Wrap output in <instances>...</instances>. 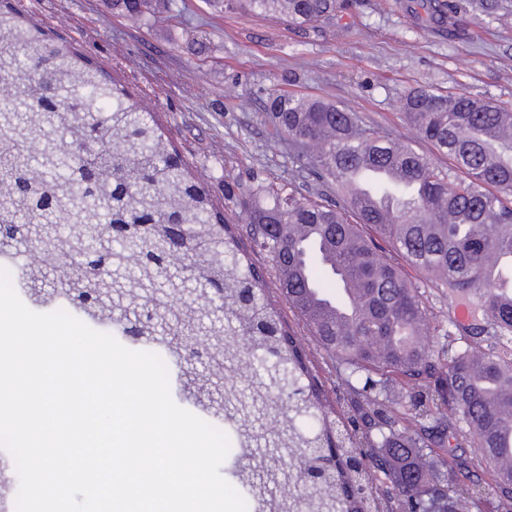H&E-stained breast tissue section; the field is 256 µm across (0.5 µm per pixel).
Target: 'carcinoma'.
Wrapping results in <instances>:
<instances>
[{
	"mask_svg": "<svg viewBox=\"0 0 512 512\" xmlns=\"http://www.w3.org/2000/svg\"><path fill=\"white\" fill-rule=\"evenodd\" d=\"M296 26L336 21L347 0H219ZM173 0H112V11L147 20ZM423 21L447 22L442 0H417ZM0 255L24 253L21 287L39 306L54 300L140 342L182 323L165 345L184 361V394L213 419H234L243 452L231 475L250 483L278 473L264 512H512V472L492 469L495 503L455 469L454 448L482 458L512 433V262L488 278L494 254L512 255V112L465 93L418 88L403 100L416 139L448 156L438 166L412 143L360 123L334 103L279 91L267 120L316 180L342 200L301 195L290 182L241 189L242 228L229 223L171 147L157 116L73 45L0 0ZM368 166L396 169L379 185L382 213L354 191ZM188 225L190 248L168 252L164 225ZM331 249L333 267L296 233ZM265 256L264 270L251 255ZM474 298L490 318V344L455 321L435 328L407 270ZM292 309L362 422L323 411L306 349L268 295ZM361 289L347 305L345 281ZM224 376L229 412L210 405Z\"/></svg>",
	"mask_w": 512,
	"mask_h": 512,
	"instance_id": "1",
	"label": "carcinoma"
}]
</instances>
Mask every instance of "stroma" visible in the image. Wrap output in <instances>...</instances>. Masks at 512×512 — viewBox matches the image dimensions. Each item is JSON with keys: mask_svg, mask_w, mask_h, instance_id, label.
Here are the masks:
<instances>
[{"mask_svg": "<svg viewBox=\"0 0 512 512\" xmlns=\"http://www.w3.org/2000/svg\"><path fill=\"white\" fill-rule=\"evenodd\" d=\"M335 24L299 29L215 0H178L144 23L113 13L110 0H13L52 37L110 72L147 109L234 224L239 185L293 182L306 196L335 199L301 172L266 120L273 92L322 98L380 132L411 140L402 99L412 89L461 92L512 107V0H448L454 36L418 20L409 0H351Z\"/></svg>", "mask_w": 512, "mask_h": 512, "instance_id": "stroma-1", "label": "stroma"}]
</instances>
